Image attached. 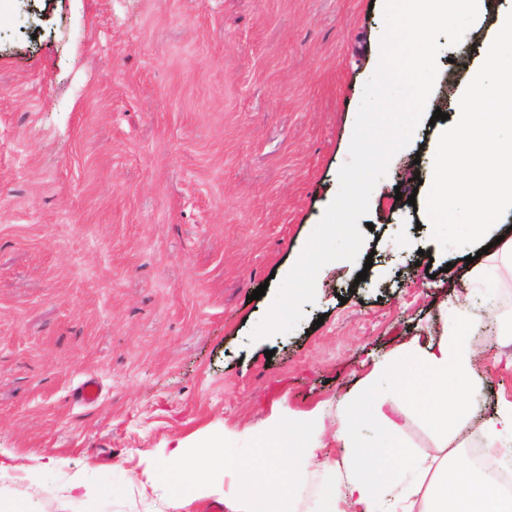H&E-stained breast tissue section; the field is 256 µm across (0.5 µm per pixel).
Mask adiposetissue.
I'll return each instance as SVG.
<instances>
[{
  "label": "adipose tissue",
  "mask_w": 512,
  "mask_h": 512,
  "mask_svg": "<svg viewBox=\"0 0 512 512\" xmlns=\"http://www.w3.org/2000/svg\"><path fill=\"white\" fill-rule=\"evenodd\" d=\"M512 269V239L494 245L466 273L470 293L498 292L500 267ZM444 326L436 341L412 338L373 361L338 416L334 440L341 456L338 484L318 512H512V493L491 475L466 467L465 492L448 493V471L458 461L439 462L407 446L401 419L422 417L444 439L477 428L484 448L512 447V401H501L481 419L473 411L483 394L471 339L483 320L467 299L443 302ZM373 441H366L365 431Z\"/></svg>",
  "instance_id": "obj_1"
}]
</instances>
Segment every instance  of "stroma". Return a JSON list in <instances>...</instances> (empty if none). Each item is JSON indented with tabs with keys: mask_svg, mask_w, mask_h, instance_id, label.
Masks as SVG:
<instances>
[{
	"mask_svg": "<svg viewBox=\"0 0 512 512\" xmlns=\"http://www.w3.org/2000/svg\"><path fill=\"white\" fill-rule=\"evenodd\" d=\"M383 33L371 0H0V512H211L156 462L277 407L322 413L316 512L345 397L399 337L439 334L444 267L476 254L432 237L421 122L358 222L372 267L325 265L296 328L252 337L338 191ZM494 35L490 15L439 37L428 111L457 120ZM488 344L484 394L512 401V340ZM76 473L94 501L67 497Z\"/></svg>",
	"mask_w": 512,
	"mask_h": 512,
	"instance_id": "obj_1",
	"label": "stroma"
}]
</instances>
